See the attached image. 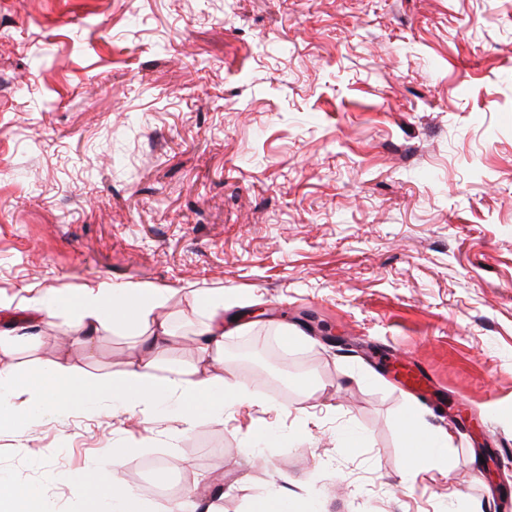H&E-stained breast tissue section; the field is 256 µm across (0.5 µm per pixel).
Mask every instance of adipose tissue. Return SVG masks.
Wrapping results in <instances>:
<instances>
[{
    "label": "adipose tissue",
    "instance_id": "adipose-tissue-1",
    "mask_svg": "<svg viewBox=\"0 0 512 512\" xmlns=\"http://www.w3.org/2000/svg\"><path fill=\"white\" fill-rule=\"evenodd\" d=\"M169 300L161 288L117 287L107 282L83 288L71 298L39 295L29 306L39 316L54 317L63 310L76 318V342L87 345L103 331L131 328L149 321ZM207 320L202 329L199 365L191 372H173L159 378L156 355L168 343L171 333L166 323L154 324L142 339L147 351L131 362L122 376H95L68 364L57 363L48 370L38 369L18 378L0 371V411L16 422L28 424L35 410L78 412L102 405L110 412L138 411L150 416L159 408L178 411L186 429H194L202 420L219 422L224 412L251 402L252 393L245 384L213 372L224 350V297L208 296L203 301ZM419 436L421 446L413 454L419 466L432 469L447 461L453 448L449 435L418 430L413 420L403 423L404 438Z\"/></svg>",
    "mask_w": 512,
    "mask_h": 512
}]
</instances>
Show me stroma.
I'll list each match as a JSON object with an SVG mask.
<instances>
[{
  "mask_svg": "<svg viewBox=\"0 0 512 512\" xmlns=\"http://www.w3.org/2000/svg\"><path fill=\"white\" fill-rule=\"evenodd\" d=\"M103 280L168 289L163 377L223 293L224 375L258 404L189 432L0 422V477L47 512H90L115 454L147 512L158 483L223 512L275 486L512 512V0H0V369L119 377L134 329L87 349L26 305ZM398 355L427 387L383 372ZM409 417L448 466L415 468ZM413 435L420 438L421 447L411 452L410 456L416 459L418 466H422L425 470H430L447 461L453 451L449 435L432 429L420 431L413 419H406L403 423V436L408 445Z\"/></svg>",
  "mask_w": 512,
  "mask_h": 512,
  "instance_id": "35a3bbf8",
  "label": "stroma"
}]
</instances>
